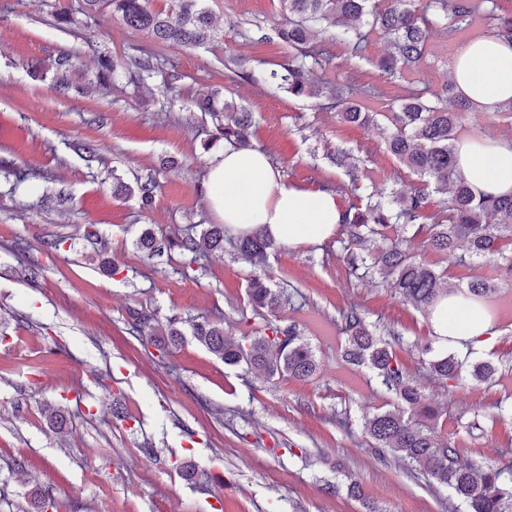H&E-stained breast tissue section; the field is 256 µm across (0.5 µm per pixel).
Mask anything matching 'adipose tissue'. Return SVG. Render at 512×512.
I'll use <instances>...</instances> for the list:
<instances>
[{"instance_id": "adipose-tissue-1", "label": "adipose tissue", "mask_w": 512, "mask_h": 512, "mask_svg": "<svg viewBox=\"0 0 512 512\" xmlns=\"http://www.w3.org/2000/svg\"><path fill=\"white\" fill-rule=\"evenodd\" d=\"M452 78L483 111L496 112L512 99V43L488 36L461 44ZM458 163L474 192H512V142L465 141L458 146ZM202 187L212 213L235 234L250 233L259 225L276 243L296 247L330 238L342 222L335 192L288 184L259 150L224 147L211 160ZM433 324L439 335L449 336L455 349L474 337L490 335L492 327L479 304L463 309L451 299L434 315Z\"/></svg>"}]
</instances>
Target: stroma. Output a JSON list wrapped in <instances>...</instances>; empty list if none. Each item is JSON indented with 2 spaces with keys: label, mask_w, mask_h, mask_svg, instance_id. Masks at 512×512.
I'll return each instance as SVG.
<instances>
[{
  "label": "stroma",
  "mask_w": 512,
  "mask_h": 512,
  "mask_svg": "<svg viewBox=\"0 0 512 512\" xmlns=\"http://www.w3.org/2000/svg\"><path fill=\"white\" fill-rule=\"evenodd\" d=\"M58 3L74 12L71 31L52 23ZM207 4L217 40L163 50L181 75L174 92L154 79L63 100L50 81L30 77L28 60L67 50L92 71L95 45L129 56L149 46V37L107 16H86L82 0H0V159L38 174L14 192L0 171V478L9 500L0 512H28L33 487L53 502L52 512H466L447 488L429 485L406 462L376 459L365 448L364 416L391 397L372 371L343 361L340 309L356 305L370 320L394 323L406 344L427 337L429 325L389 292L339 271L335 239L281 245L268 257L270 285L283 294L276 319L296 325L312 346L319 362L313 380L254 377L190 335L166 355L129 334L132 308L162 320L218 321L232 340L262 323L246 296L251 269L230 253L210 254L198 274L184 272L178 253L150 258L136 246L147 228L168 235L216 221L200 191L213 154L202 148L212 123L194 110L198 93L223 89L252 112L253 141L284 180L336 187L339 207L352 195L325 144L357 151L373 178L400 170L375 128L339 123L335 113L274 88L226 81V55L266 68L286 56L279 42L255 45L244 37L255 22L274 30L278 0ZM457 47L434 31L427 64L395 80L347 59L339 47L335 66L312 78L373 82L389 103L410 81L440 91ZM82 141L95 145L97 163L83 160L76 149ZM114 169L128 182L158 172L151 209L113 194ZM48 178L70 195L69 206L44 199ZM89 226L97 241L86 239ZM57 237L65 240L61 249L45 251L43 241ZM17 243L38 260L36 278L18 277ZM104 258L116 259L122 273L104 275ZM472 357L497 365L490 383L459 390L423 374L418 381L469 422L458 440L475 459L512 462V418H495L497 404H512V321L497 316L494 335L474 345ZM50 405L68 410L67 438L48 421ZM148 443L154 455L143 453ZM187 465L196 481L184 480ZM352 478L362 487L356 500L347 493Z\"/></svg>",
  "instance_id": "35a3bbf8"
}]
</instances>
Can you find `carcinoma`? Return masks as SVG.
<instances>
[{
  "label": "carcinoma",
  "instance_id": "carcinoma-1",
  "mask_svg": "<svg viewBox=\"0 0 512 512\" xmlns=\"http://www.w3.org/2000/svg\"><path fill=\"white\" fill-rule=\"evenodd\" d=\"M205 0H171L166 11L152 8L150 0H83L88 15L108 14L126 28L146 33L157 46H203L215 38L213 16ZM282 21L274 29L276 38L289 49L288 59L271 69H255L236 57L224 66L245 83L263 84L295 98L310 99L324 112H334L343 124L364 126L387 119L379 127L383 144L414 179L391 183L376 181L361 166V159L336 145L327 154L346 169L354 202L344 210V238L338 261L345 272L357 279L381 278L391 296L408 303L430 318L444 298L459 297L474 302L494 316L491 296L502 286L512 285V194L475 195L457 164L456 147L463 138V119L476 109L454 81L439 93L408 86L388 112L370 109L365 101L376 97L370 85L326 78L308 79V73L326 70L335 58L333 48L343 47L349 59L369 63L384 78L399 77L419 67L427 56L430 33L439 28L448 37L466 30L482 15L489 34L512 41V11H504L497 0H279ZM54 24L70 29L76 24L71 10L59 6ZM386 42V52L377 59L369 56L371 36ZM97 68L92 74L81 69L76 56L59 51L29 64L33 80L51 79L63 96L89 89L107 90L124 77L136 83L164 75L169 90L181 76L164 70L157 56L149 53L133 63L121 61L107 48L97 47ZM196 111L208 115L215 129L213 140L241 149H252L253 115L245 107L222 98L219 92L202 94L193 100ZM13 177L12 190L23 187L34 174L13 165L6 166ZM114 193L136 195L140 206H153L159 189L157 176L147 175L128 186L112 174ZM439 194L441 198L433 200ZM147 255L162 250L176 251L184 269L202 268L213 252L230 246L237 258L257 272L248 283L249 301L256 309H274L279 295L268 284L266 259L274 248L272 239L260 231L233 238L222 224H206L197 231L191 225L175 237L156 236L145 231L137 240ZM470 254V274L461 284L450 280L425 260V254L449 259L460 247ZM18 275L32 279L39 264L16 245ZM343 334L342 357L352 365L366 366L380 379L393 398V408L363 418L362 431L369 451L383 457L390 453L409 464H417L434 483L448 488L452 498L464 503L468 512H512V463L477 462L459 446L457 435L464 428L462 417L448 415L430 403L408 366L393 346L398 333L385 324L368 321L366 313L353 305L340 310ZM154 315L129 310L130 331L144 336ZM175 317L167 318L157 341L176 347L183 333ZM192 335L201 345L229 366L271 380L289 377L312 379L318 368L316 355L293 324L281 326L266 320L234 343L224 337V327L213 321L191 323ZM429 359L421 369L443 384L475 388L497 372L492 362H464L454 354L434 353L433 343L422 346Z\"/></svg>",
  "mask_w": 512,
  "mask_h": 512
}]
</instances>
